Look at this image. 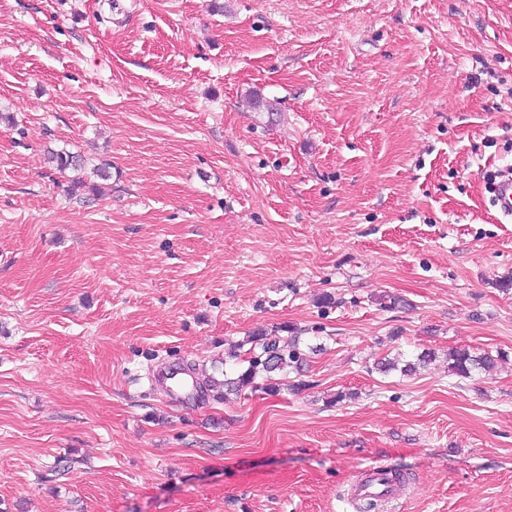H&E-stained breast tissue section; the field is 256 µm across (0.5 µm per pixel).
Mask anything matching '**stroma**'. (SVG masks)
Here are the masks:
<instances>
[{
	"instance_id": "35a3bbf8",
	"label": "stroma",
	"mask_w": 512,
	"mask_h": 512,
	"mask_svg": "<svg viewBox=\"0 0 512 512\" xmlns=\"http://www.w3.org/2000/svg\"><path fill=\"white\" fill-rule=\"evenodd\" d=\"M507 164L512 0H0V512H512ZM259 329L278 394L151 387ZM262 350L260 353L251 350L247 353L246 362L248 366L241 371L237 378L225 379L223 383L217 381L211 385V390L220 398H225L224 391H236L238 393L244 387H256L255 381L260 371L271 374L276 371H283L285 368L291 367L297 372L300 371L302 365L306 362V355L297 347L298 339L291 336V340L281 344L280 339L264 337ZM448 370L461 378H471L473 374L487 371L496 359L489 353L473 355L469 349H452L448 351ZM385 467H372L363 478L352 485V498L360 502V498L366 494H378L388 499L399 496V489L386 481V474L392 471ZM368 478V479H367Z\"/></svg>"
}]
</instances>
